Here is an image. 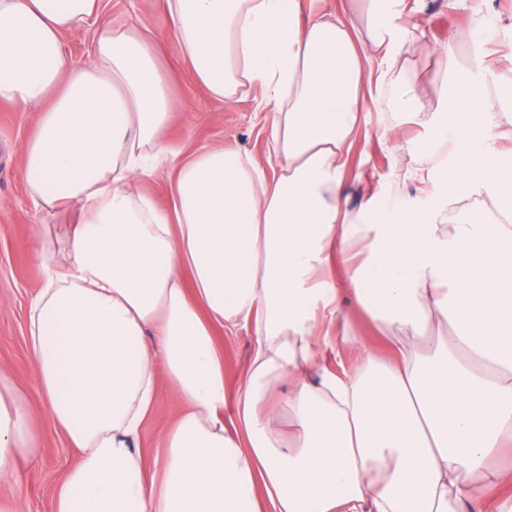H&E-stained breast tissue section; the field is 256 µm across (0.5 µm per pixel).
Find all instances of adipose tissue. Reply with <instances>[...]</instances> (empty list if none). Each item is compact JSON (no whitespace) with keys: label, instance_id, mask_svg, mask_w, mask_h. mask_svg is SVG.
Returning a JSON list of instances; mask_svg holds the SVG:
<instances>
[{"label":"adipose tissue","instance_id":"obj_1","mask_svg":"<svg viewBox=\"0 0 512 512\" xmlns=\"http://www.w3.org/2000/svg\"><path fill=\"white\" fill-rule=\"evenodd\" d=\"M367 34L307 10L306 0H166L196 79L232 101L261 83L275 176L238 150H198L177 168L170 202L139 188L167 157L172 102L137 29L99 20V0H0V101L41 115L24 155L34 197L70 214L37 251L47 285L28 340L54 423L79 458L53 512H512V79L495 88L461 71L429 126L415 178L427 206L349 210L348 155L374 89L406 31L401 0H370ZM97 27L75 66L64 30ZM337 260L345 272L327 271ZM362 306L391 355L366 353L338 376L322 365L324 321ZM249 326L235 394L218 326ZM167 378L182 410L154 470L138 450ZM294 427L283 437L267 404ZM35 451L20 388L0 372V482Z\"/></svg>","mask_w":512,"mask_h":512}]
</instances>
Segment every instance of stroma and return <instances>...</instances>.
Returning <instances> with one entry per match:
<instances>
[{"label": "stroma", "instance_id": "obj_1", "mask_svg": "<svg viewBox=\"0 0 512 512\" xmlns=\"http://www.w3.org/2000/svg\"><path fill=\"white\" fill-rule=\"evenodd\" d=\"M102 15L116 24L134 25L148 33L165 72L173 107L164 138L171 150L166 160L140 188L158 206H166L170 178L175 168L195 151L210 146L233 147L257 165L269 168L265 146L266 112L263 92L254 86L232 102L214 99L199 84L184 60L175 36L166 22L165 0H100ZM494 23L492 40L476 36L483 24ZM394 23L415 29L414 38L401 48L394 66L399 83L374 94L361 116L362 135L354 143L349 165L364 173L363 181H348L349 208H358L364 196L380 192L382 198H421L428 184L411 177L418 163L414 146L428 134L405 108L421 97L430 108L440 105V88L449 63L473 65L486 57L489 67L481 74L487 84L512 78V0H465L452 9L448 0H404ZM452 43V57L437 53L438 45ZM39 119L38 109L18 111L0 103V372L21 388L37 442L35 456L17 464V482L0 484V512H52L53 493L68 470L78 461L44 406L37 373L28 347V314L33 298L43 288L45 272L36 252L40 241L53 235L62 216L36 205L25 180L24 151ZM396 126L400 148H393L379 135L385 126ZM341 318L354 341L329 351L326 368L337 375L353 372L361 362L363 348L385 354L389 344L369 315L358 306H345ZM224 349L228 389H235L253 346L249 327L216 328ZM180 408L168 386H161L151 418L142 429L139 450L153 462L162 435L174 422Z\"/></svg>", "mask_w": 512, "mask_h": 512}]
</instances>
